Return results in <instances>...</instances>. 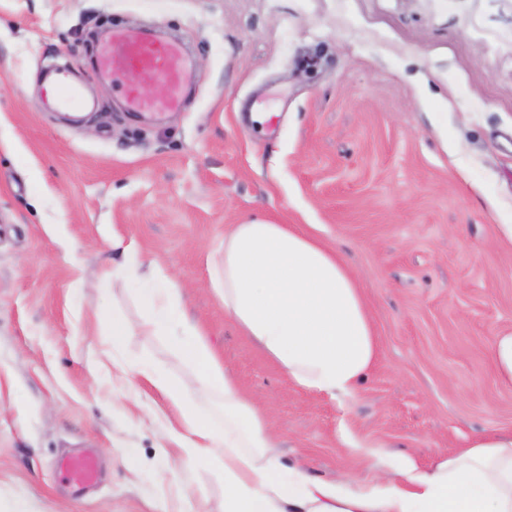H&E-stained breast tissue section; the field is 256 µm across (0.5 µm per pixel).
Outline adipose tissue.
<instances>
[{"label":"adipose tissue","instance_id":"ef3b65f1","mask_svg":"<svg viewBox=\"0 0 512 512\" xmlns=\"http://www.w3.org/2000/svg\"><path fill=\"white\" fill-rule=\"evenodd\" d=\"M112 248L119 273L141 281L143 334L164 338L191 366L194 384L171 382L151 364L128 362L120 371L128 383L150 381L178 410L169 438L185 464L223 483L224 512H512V430L474 437L430 468L408 457L377 459L368 483L350 474L325 481L284 465L274 429L188 320L177 281L135 245L116 240ZM213 284L225 314L290 384L340 403L357 395L378 346L357 279L337 253L292 224H232ZM198 398L223 402V428L197 412Z\"/></svg>","mask_w":512,"mask_h":512}]
</instances>
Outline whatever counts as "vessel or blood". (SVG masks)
I'll use <instances>...</instances> for the list:
<instances>
[{"label":"vessel or blood","instance_id":"b4317fda","mask_svg":"<svg viewBox=\"0 0 512 512\" xmlns=\"http://www.w3.org/2000/svg\"><path fill=\"white\" fill-rule=\"evenodd\" d=\"M97 65L101 71L123 77L121 92L134 111L165 112L179 107L183 100L184 50L175 41L118 28L101 44ZM158 80L166 83V95L148 96L146 86ZM60 466L78 486L89 485L97 478L98 464L86 453L67 456Z\"/></svg>","mask_w":512,"mask_h":512}]
</instances>
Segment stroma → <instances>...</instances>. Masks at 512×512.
Segmentation results:
<instances>
[{"instance_id":"1","label":"stroma","mask_w":512,"mask_h":512,"mask_svg":"<svg viewBox=\"0 0 512 512\" xmlns=\"http://www.w3.org/2000/svg\"><path fill=\"white\" fill-rule=\"evenodd\" d=\"M181 43L182 111H128L94 70L97 33ZM93 102L45 109L47 72ZM265 114L263 123L252 113ZM295 224L356 276L378 357L356 398L292 387L225 317L211 273L224 228ZM512 0H0V512H224V486L165 434L125 353L192 375L142 335L134 241L183 288L187 317L279 435L283 462L370 481L372 454L422 466L512 429L489 358L512 328ZM91 450L97 481L57 463Z\"/></svg>"}]
</instances>
